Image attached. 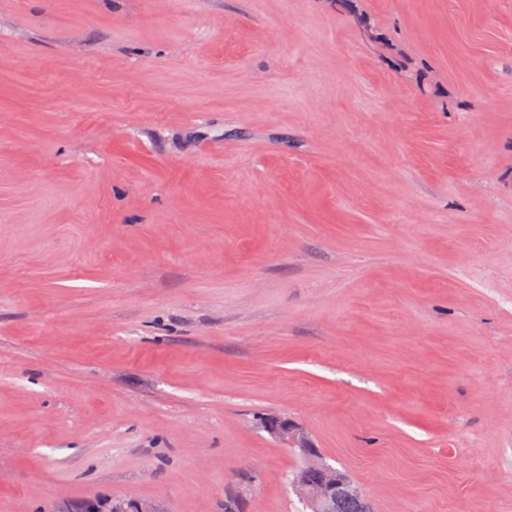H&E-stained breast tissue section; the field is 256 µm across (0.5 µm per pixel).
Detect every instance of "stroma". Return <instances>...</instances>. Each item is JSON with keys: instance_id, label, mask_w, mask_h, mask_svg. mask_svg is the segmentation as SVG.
I'll list each match as a JSON object with an SVG mask.
<instances>
[{"instance_id": "1", "label": "stroma", "mask_w": 512, "mask_h": 512, "mask_svg": "<svg viewBox=\"0 0 512 512\" xmlns=\"http://www.w3.org/2000/svg\"><path fill=\"white\" fill-rule=\"evenodd\" d=\"M512 512V0H0V512ZM266 427L304 459V465L291 476L289 484L308 509L306 512H339L347 501L367 502L365 494L346 475L318 457L304 430L277 416L268 418ZM308 472H317L319 480L309 483Z\"/></svg>"}]
</instances>
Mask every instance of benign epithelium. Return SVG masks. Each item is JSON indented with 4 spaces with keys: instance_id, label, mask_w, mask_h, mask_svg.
Returning <instances> with one entry per match:
<instances>
[{
    "instance_id": "benign-epithelium-1",
    "label": "benign epithelium",
    "mask_w": 512,
    "mask_h": 512,
    "mask_svg": "<svg viewBox=\"0 0 512 512\" xmlns=\"http://www.w3.org/2000/svg\"><path fill=\"white\" fill-rule=\"evenodd\" d=\"M268 430L304 459L289 479L306 512H340L343 503L366 502L365 494L346 475L318 457L307 433L288 420L268 418Z\"/></svg>"
}]
</instances>
